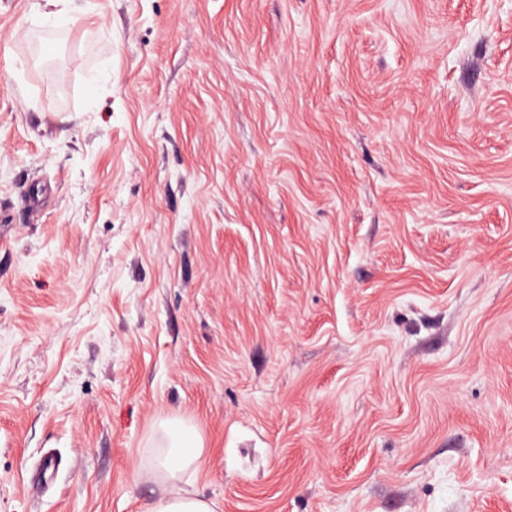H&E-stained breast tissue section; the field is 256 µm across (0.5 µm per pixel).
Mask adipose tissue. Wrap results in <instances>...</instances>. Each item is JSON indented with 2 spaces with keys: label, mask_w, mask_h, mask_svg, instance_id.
I'll return each instance as SVG.
<instances>
[{
  "label": "adipose tissue",
  "mask_w": 512,
  "mask_h": 512,
  "mask_svg": "<svg viewBox=\"0 0 512 512\" xmlns=\"http://www.w3.org/2000/svg\"><path fill=\"white\" fill-rule=\"evenodd\" d=\"M162 430L166 448L151 474L164 483L166 490L152 502L149 512H215L214 502L193 496L179 485L182 474L202 456L199 433L193 426L176 420L163 423Z\"/></svg>",
  "instance_id": "obj_1"
}]
</instances>
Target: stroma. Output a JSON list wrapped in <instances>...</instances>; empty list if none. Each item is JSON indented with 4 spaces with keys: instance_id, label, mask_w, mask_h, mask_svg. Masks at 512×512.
<instances>
[{
    "instance_id": "stroma-1",
    "label": "stroma",
    "mask_w": 512,
    "mask_h": 512,
    "mask_svg": "<svg viewBox=\"0 0 512 512\" xmlns=\"http://www.w3.org/2000/svg\"><path fill=\"white\" fill-rule=\"evenodd\" d=\"M38 2L0 0V512H147L166 420L218 512H512V0Z\"/></svg>"
}]
</instances>
